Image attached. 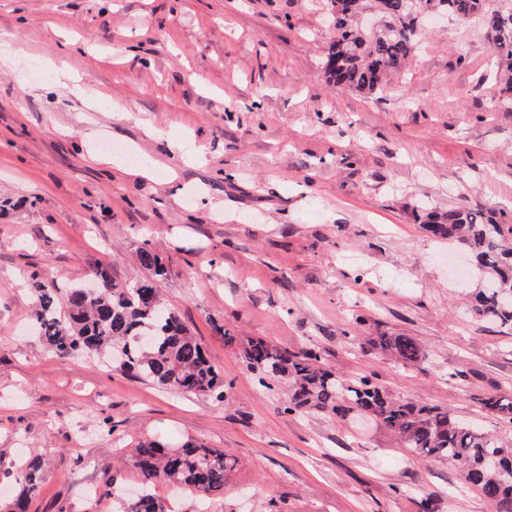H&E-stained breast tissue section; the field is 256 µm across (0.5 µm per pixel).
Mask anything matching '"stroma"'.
Wrapping results in <instances>:
<instances>
[{"label":"stroma","instance_id":"stroma-1","mask_svg":"<svg viewBox=\"0 0 512 512\" xmlns=\"http://www.w3.org/2000/svg\"><path fill=\"white\" fill-rule=\"evenodd\" d=\"M327 13V0H0V490L38 459L30 512H120L140 483L130 450L150 439L227 455L223 493L178 491L179 512H493L454 464L413 458L371 421L284 413L220 334L320 347L339 376L373 373L512 433L481 405L512 398V330L476 321L474 267L451 271L447 241L423 228L459 207L512 220L496 56L479 24L444 18L366 98L322 77ZM136 161L154 176L118 175ZM145 247L223 401L58 357L37 335L34 281L66 289L103 269L133 285ZM384 332L425 360L365 354L358 337Z\"/></svg>","mask_w":512,"mask_h":512}]
</instances>
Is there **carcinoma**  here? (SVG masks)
I'll use <instances>...</instances> for the list:
<instances>
[{
	"label": "carcinoma",
	"instance_id": "obj_1",
	"mask_svg": "<svg viewBox=\"0 0 512 512\" xmlns=\"http://www.w3.org/2000/svg\"><path fill=\"white\" fill-rule=\"evenodd\" d=\"M377 9L378 26L362 31L352 15L332 18L334 36L323 67L326 81L362 95L383 90L414 52L421 21L438 7L464 24H482L500 69V94L512 100V0H358ZM434 236L467 250L486 278L474 296L472 311L482 320L512 329V224L497 222L480 212L450 209L445 221L424 225ZM152 278L133 286L120 285L96 271L99 288H68L63 293L66 314L58 311L55 289L37 284L39 335L58 357L109 356L113 368L179 394L224 399V376L208 358L196 336L163 302L155 279L164 275L159 255L151 248L138 254ZM370 354L414 366L425 359L424 349L411 336L381 334L363 338ZM248 371L285 395L284 411L320 414L344 420L352 415L388 430L403 448L421 461H448L460 468L464 483L478 491L494 512H512V436L482 432L436 405L405 400L370 375L342 378L322 363L318 350L281 351L263 337L241 341ZM482 407L512 420V401L487 399ZM142 480L140 494L125 512H166L155 495L157 484L191 487L204 496L224 491L226 454L187 442L168 448L140 442L132 452ZM42 481L32 461L15 475L18 490L0 501V512H29L34 491Z\"/></svg>",
	"mask_w": 512,
	"mask_h": 512
}]
</instances>
